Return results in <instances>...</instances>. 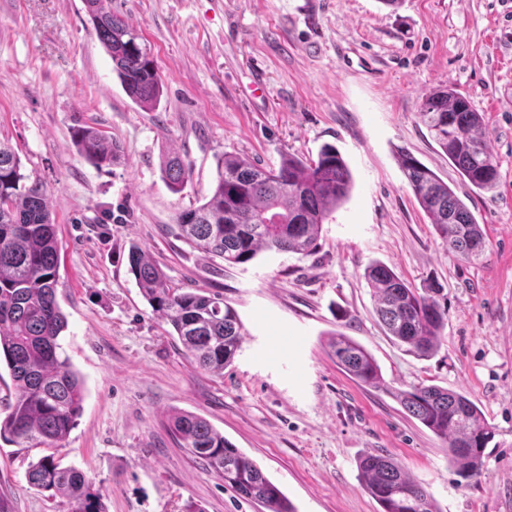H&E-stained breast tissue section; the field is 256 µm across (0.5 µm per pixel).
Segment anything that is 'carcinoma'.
I'll return each instance as SVG.
<instances>
[{
    "label": "carcinoma",
    "instance_id": "1",
    "mask_svg": "<svg viewBox=\"0 0 512 512\" xmlns=\"http://www.w3.org/2000/svg\"><path fill=\"white\" fill-rule=\"evenodd\" d=\"M108 2L84 0L96 37L127 96L152 110L160 104L161 77L137 30ZM418 117L471 186L491 190L497 185L498 163L485 137L483 115L466 98L450 87L436 88L422 97ZM72 140L97 169L122 159L120 143L94 126H74ZM398 159L417 202L448 243V252L467 262L479 260L485 233L463 200L407 150L399 149ZM160 171L167 188L177 194L190 178L191 166L167 152ZM25 179L14 149L0 142V357L15 391L0 418V439L18 448H61L82 412L84 388L60 354L67 319L56 294L58 237L50 198L41 181L27 184ZM352 186L347 163L330 144L321 147L315 160L285 154L276 167L224 153L216 158L209 195L202 204L180 211L176 223L190 247L229 265L247 264L262 252L308 255L325 220L348 199ZM128 262L142 296L173 329L171 335L186 354L201 369L224 375L246 335L235 309L219 297L171 287L142 248H133ZM364 278L387 335L421 356L434 355L448 314L439 301L443 288L432 283L417 289L381 262L370 264ZM327 346L357 383L382 385L378 363L354 339L335 332ZM397 398L411 417L446 442L448 463L456 472L466 480L480 474L493 431L474 400L461 391L424 384L399 391ZM168 428L180 447L241 496L266 512H294L256 461L208 420L173 411ZM358 470L381 512H438L432 496L394 458L368 453L360 458ZM26 479L31 487L60 498L67 512H105L102 494L85 475L61 466L52 454L30 463Z\"/></svg>",
    "mask_w": 512,
    "mask_h": 512
}]
</instances>
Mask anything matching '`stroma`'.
Wrapping results in <instances>:
<instances>
[{
  "label": "stroma",
  "instance_id": "35a3bbf8",
  "mask_svg": "<svg viewBox=\"0 0 512 512\" xmlns=\"http://www.w3.org/2000/svg\"><path fill=\"white\" fill-rule=\"evenodd\" d=\"M163 82L156 110L125 94L84 0H0V141L43 182L58 224L62 351L82 378V414L63 448L0 440V489L15 512H62L31 488L29 464L55 455L82 471L106 512H259L180 448L172 410L206 418L256 460L296 512H379L357 468L393 457L439 512H512V0H112ZM448 86L481 112L499 164L495 189L464 181L417 116ZM87 123L124 146L97 169L70 130ZM336 147L354 180L309 255L260 253L231 266L179 236L176 215L205 197L215 158L266 167ZM406 149L483 224L474 263L449 254L396 157ZM192 166L185 189L161 179L165 150ZM149 251L172 287L224 298L246 330L217 377L197 367L142 297L128 264ZM441 284L444 342L421 357L386 336L365 268ZM338 331L375 358L388 391L355 383L327 354ZM469 394L494 431L465 480L444 441L410 418L396 389Z\"/></svg>",
  "mask_w": 512,
  "mask_h": 512
}]
</instances>
